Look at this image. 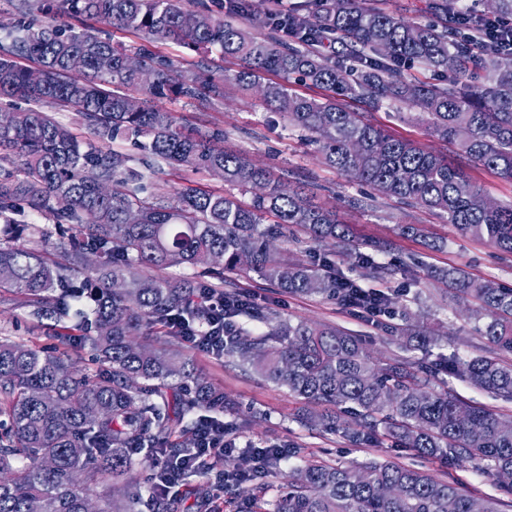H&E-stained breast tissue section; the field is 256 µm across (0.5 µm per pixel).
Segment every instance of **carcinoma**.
<instances>
[{
  "label": "carcinoma",
  "instance_id": "1",
  "mask_svg": "<svg viewBox=\"0 0 512 512\" xmlns=\"http://www.w3.org/2000/svg\"><path fill=\"white\" fill-rule=\"evenodd\" d=\"M70 10L151 40L198 54L237 58L225 80L181 69L146 45L128 49L89 28L19 22L5 30L0 97H19L23 110L0 109V159L15 164L0 179V299H21L37 321L70 322L95 352L90 373L66 351L45 352L0 336V512H181L182 501L160 487L168 470L182 480L200 474L184 461L196 437L222 423L202 411L233 413L237 404L203 379L179 347L148 345L137 336H224L219 356L251 370L303 403L296 421L340 431L355 445L388 440L450 469L466 464L500 477L512 474V417L469 403L433 381L457 377L512 401V362L456 351L436 353L448 333L409 320L394 335L416 361L397 356L384 366L363 340L332 324L282 320L268 305L213 281L253 273L284 293L351 302L371 315L392 299L362 289L336 272L326 254L274 250L292 227L314 244L343 241L348 226L336 210L313 204L300 187L275 178L225 144L224 131L182 125L152 100L187 104L221 96L224 83L260 91L263 103L307 133L323 163L383 195L445 218L461 236L512 254V204L487 198L448 158L395 138L349 111L340 98L377 104L391 99L418 112L430 133L472 162L512 179V54L490 27L482 39L462 33L470 19L450 16L451 0H432L427 23L396 17L370 0H314L305 13L257 10L261 37L215 19L204 5L179 0H64ZM491 21L512 23V0H490ZM340 46L337 55L321 48ZM33 61L43 80L33 84ZM79 59L83 78L68 72ZM433 71L439 83L413 81L411 68ZM278 76L270 80L267 75ZM327 88L333 96L299 94L293 85ZM59 102L80 113L93 140L84 141L42 110ZM132 141L148 169L190 167L218 174L224 191L185 188L175 202L149 190L143 172L114 148ZM251 195L245 203L241 195ZM69 222L64 261L17 244L26 230L16 202ZM384 246L351 254L364 279L393 268L377 260ZM185 265L191 276L162 271ZM87 271L85 283L74 271ZM437 278L472 299L474 330L494 349L512 352V288L450 267ZM95 298L92 316L75 308L83 286ZM223 294L224 313L205 291ZM258 322L264 330L245 331ZM146 461L158 482L133 476ZM266 501L267 512H500L504 500L474 496L448 481L396 463L309 462ZM102 487L95 493L92 487Z\"/></svg>",
  "mask_w": 512,
  "mask_h": 512
}]
</instances>
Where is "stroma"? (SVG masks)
Returning a JSON list of instances; mask_svg holds the SVG:
<instances>
[{"label": "stroma", "mask_w": 512, "mask_h": 512, "mask_svg": "<svg viewBox=\"0 0 512 512\" xmlns=\"http://www.w3.org/2000/svg\"><path fill=\"white\" fill-rule=\"evenodd\" d=\"M158 105L175 112L189 125L202 129L222 128L229 145L286 179L308 184L314 189L318 201L336 206L350 230L347 246L327 249L338 271H347L349 267L346 248L362 247L369 240L387 243L383 259L391 264L411 253L423 257L424 265L417 272L418 287L404 288L403 278L398 273L385 281H370V288L385 292L394 301L391 315L381 317L379 322L366 320L337 301L321 296L261 290L263 298L272 302L281 318L336 324L365 336L372 356L382 364L401 353L390 328L401 323L406 315L427 326H443L449 334V349L457 350L461 356L486 350L487 345L475 332L473 321L465 316L464 302L438 288L433 274L449 267H460L474 276L492 277L512 287L511 254L458 237L435 214L406 208L395 200L372 195L370 187L325 166L315 146L302 140L298 131L268 110L258 97L228 87L223 97L204 103L187 106L179 101L162 99ZM347 106L351 111L363 113L368 122L390 135L412 141L448 157L449 161L460 159L456 146L438 140L425 126L414 123L408 108L403 105L387 100L376 105L351 100ZM354 199L360 200V207H351L350 202ZM404 224L423 225L424 236L402 234L400 227ZM0 334L34 347L46 343L44 328L30 323L24 308L9 304L0 308ZM183 353L198 372L236 400L238 414L224 413L220 419L227 435L234 437L237 445L249 441L263 446L290 445L302 449L308 459L322 458L333 463L375 460L402 464L435 475L444 471L439 461L412 455L386 443L363 448L352 445L341 434L303 428L293 419L299 402L287 389L269 384L227 359L208 355L191 345H184ZM255 410L262 411V419L251 420L250 414ZM203 494L214 497V506L219 512H237L243 502L234 490L218 492L213 475L204 474L194 483L181 487L179 496L184 512H200L196 501Z\"/></svg>", "instance_id": "35a3bbf8"}]
</instances>
